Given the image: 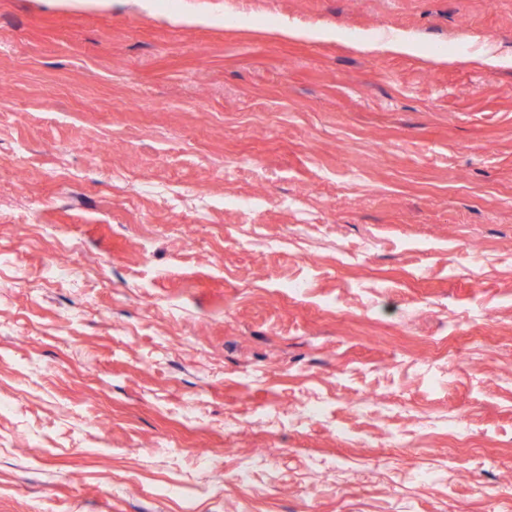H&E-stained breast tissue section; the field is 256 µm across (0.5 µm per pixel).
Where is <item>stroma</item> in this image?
<instances>
[{
    "instance_id": "1",
    "label": "stroma",
    "mask_w": 512,
    "mask_h": 512,
    "mask_svg": "<svg viewBox=\"0 0 512 512\" xmlns=\"http://www.w3.org/2000/svg\"><path fill=\"white\" fill-rule=\"evenodd\" d=\"M491 54L512 0H0V512H512ZM360 43L364 48L368 49L384 48L410 55H416L420 50L418 43L406 37H395L386 44L381 45L375 36L365 35L361 37Z\"/></svg>"
}]
</instances>
